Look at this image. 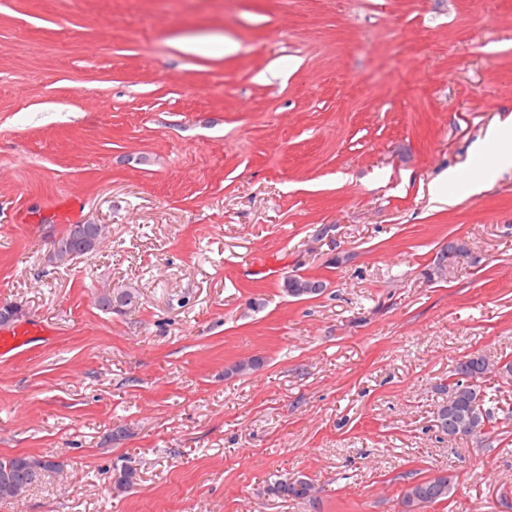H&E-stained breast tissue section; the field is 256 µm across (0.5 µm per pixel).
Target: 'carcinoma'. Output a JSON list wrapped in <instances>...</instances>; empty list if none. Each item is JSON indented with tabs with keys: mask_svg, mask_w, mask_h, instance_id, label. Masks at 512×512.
<instances>
[{
	"mask_svg": "<svg viewBox=\"0 0 512 512\" xmlns=\"http://www.w3.org/2000/svg\"><path fill=\"white\" fill-rule=\"evenodd\" d=\"M101 236L98 224H71L65 232L53 241V255L58 261H68L84 255L94 248ZM469 253L461 241H451L442 247L427 272L428 278L445 279L448 273L457 269L460 259ZM326 288L322 280L291 274L288 276V290L284 294L292 298H310L321 295ZM136 299L134 290L115 288L98 297L99 305L105 309H120ZM261 366V360L248 358L232 364L224 375L244 376ZM494 375L503 382L512 381V361L492 359L482 353H471L460 359L448 374V384L441 390L453 396L443 399L433 412L437 429L450 440L470 438L483 442L495 433L497 419L487 407L483 383L488 375ZM61 468V462L53 455H19L0 459V500L18 499L42 482L49 473ZM454 492L453 477L440 471L429 478L407 483L400 493L402 512H422L435 504L448 500ZM266 493L276 497L316 502V488L304 476L277 478L271 481Z\"/></svg>",
	"mask_w": 512,
	"mask_h": 512,
	"instance_id": "carcinoma-1",
	"label": "carcinoma"
}]
</instances>
